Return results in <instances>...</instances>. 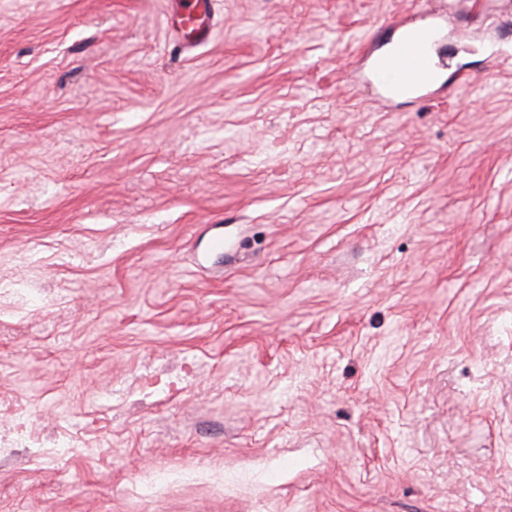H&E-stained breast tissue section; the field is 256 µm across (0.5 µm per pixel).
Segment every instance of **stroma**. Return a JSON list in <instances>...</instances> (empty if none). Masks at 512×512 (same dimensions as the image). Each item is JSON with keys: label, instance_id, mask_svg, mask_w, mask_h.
Instances as JSON below:
<instances>
[{"label": "stroma", "instance_id": "stroma-1", "mask_svg": "<svg viewBox=\"0 0 512 512\" xmlns=\"http://www.w3.org/2000/svg\"><path fill=\"white\" fill-rule=\"evenodd\" d=\"M213 3L0 0V512H512V0ZM177 23L194 41L203 40L212 24V0H176ZM417 22L400 20L393 33L401 31L395 46L374 53L368 62L369 80L379 95L390 101L424 92L438 85L440 65L435 52L440 39L436 29L418 26Z\"/></svg>", "mask_w": 512, "mask_h": 512}]
</instances>
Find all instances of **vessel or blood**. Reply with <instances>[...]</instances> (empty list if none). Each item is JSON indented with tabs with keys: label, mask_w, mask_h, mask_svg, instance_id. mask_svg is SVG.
<instances>
[{
	"label": "vessel or blood",
	"mask_w": 512,
	"mask_h": 512,
	"mask_svg": "<svg viewBox=\"0 0 512 512\" xmlns=\"http://www.w3.org/2000/svg\"><path fill=\"white\" fill-rule=\"evenodd\" d=\"M210 5L211 0H177V22L193 40H203L208 33L212 24ZM396 28L399 38L395 46L370 56L369 80L386 100L406 95L423 97L438 84V33L433 27L406 20L398 21Z\"/></svg>",
	"instance_id": "obj_1"
}]
</instances>
